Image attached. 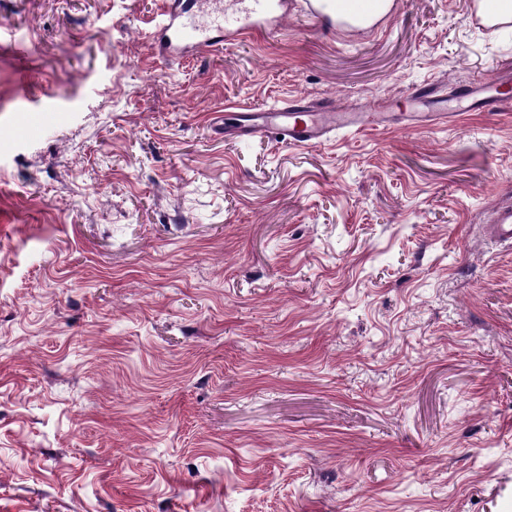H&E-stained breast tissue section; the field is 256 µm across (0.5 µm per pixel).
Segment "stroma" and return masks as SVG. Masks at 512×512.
Returning a JSON list of instances; mask_svg holds the SVG:
<instances>
[{
  "instance_id": "35a3bbf8",
  "label": "stroma",
  "mask_w": 512,
  "mask_h": 512,
  "mask_svg": "<svg viewBox=\"0 0 512 512\" xmlns=\"http://www.w3.org/2000/svg\"><path fill=\"white\" fill-rule=\"evenodd\" d=\"M163 0H0V512H512V74L471 0L158 59ZM384 127L296 148L214 114ZM512 83V76L499 77L497 81V89L495 93L483 96V84L478 82H465L459 83L454 91V99L460 103H469L470 107L485 109L497 108L499 105L510 104V98L504 96L507 92H502ZM440 87L435 84H421L413 88L409 94L410 102L427 107L431 112L427 116L448 118L452 112L447 113L446 104L448 99L441 95ZM348 109L336 108L331 98L310 99L297 96L280 105L255 112L247 125L229 126L224 115L214 117L215 128L226 136L245 138L259 133L294 147H311L330 139L338 129L360 130L374 124V117L360 116ZM282 135V138H279ZM491 244L512 246V204L500 206L493 214L491 224L485 226Z\"/></svg>"
}]
</instances>
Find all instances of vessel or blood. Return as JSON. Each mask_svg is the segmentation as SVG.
Masks as SVG:
<instances>
[{
    "label": "vessel or blood",
    "mask_w": 512,
    "mask_h": 512,
    "mask_svg": "<svg viewBox=\"0 0 512 512\" xmlns=\"http://www.w3.org/2000/svg\"><path fill=\"white\" fill-rule=\"evenodd\" d=\"M304 16L319 21L329 32L369 29L373 22L364 13L340 15L335 0H303ZM288 15V0H171L161 13L152 32L154 51L161 57L174 59L199 54L222 44L225 39L265 32L280 24ZM498 89L485 94L482 83H459L454 91L456 101L484 109L511 102L504 88L512 86V76L499 77ZM413 104L430 109L433 116L446 117L447 100L434 84H421L409 94ZM367 117L351 110L337 108L333 99H311L298 96L280 105L253 113L249 124L227 125L216 116L215 127L227 136L245 138L259 133L294 147H311L330 139L339 129L360 130ZM485 233L491 244L512 246V204L500 206L493 214Z\"/></svg>",
    "instance_id": "vessel-or-blood-1"
}]
</instances>
